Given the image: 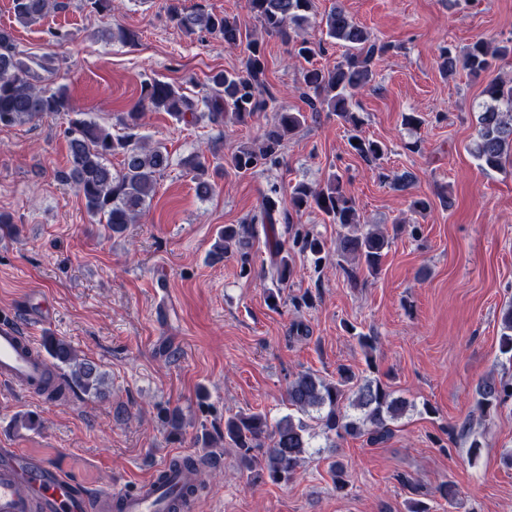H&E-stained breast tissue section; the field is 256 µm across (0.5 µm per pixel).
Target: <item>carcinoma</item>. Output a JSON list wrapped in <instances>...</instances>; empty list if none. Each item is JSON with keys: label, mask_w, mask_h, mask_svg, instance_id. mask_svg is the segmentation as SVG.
Segmentation results:
<instances>
[{"label": "carcinoma", "mask_w": 512, "mask_h": 512, "mask_svg": "<svg viewBox=\"0 0 512 512\" xmlns=\"http://www.w3.org/2000/svg\"><path fill=\"white\" fill-rule=\"evenodd\" d=\"M314 0H247V8L263 32L292 46L294 53L310 60L325 53L326 45L345 48L342 60L331 68L315 65L303 74L302 96L315 112H331L344 123L356 128L361 118L353 110V98L373 80L375 60L388 54L393 45L378 42L341 8H334L321 19V38L316 41L297 39L298 31L309 24ZM66 0H13L18 22L31 25L52 11H64ZM169 14L187 34L207 31L218 36L229 48H244V67L237 72L220 71L211 77L210 92L192 98L172 83L152 79L141 85L137 101L121 120L126 132L114 135L106 126L85 112L69 120L65 130L71 167L66 179L72 181L84 199L91 218L105 221V229L123 233L127 225L150 205L154 196L156 175L169 166L170 156L162 144L151 146L136 133L145 112L163 111L178 121L208 120L210 123L229 118L246 125L263 112H272L258 144L242 147L230 157V166L239 174L278 161L288 136L304 124L301 112H290L278 103L269 90L267 58L262 41L252 36L236 15L215 14L199 5L187 11L177 3L169 6ZM512 52V47L493 46L478 39L466 50L448 48L442 55L441 67L452 73L459 68L475 77L487 72L495 59ZM51 73L54 59L44 55L24 60L19 57L10 34L0 31V127L24 124L36 118L73 111L65 89H50L36 83L34 67ZM485 101L476 115L477 140L473 150L479 166L485 171H501L512 165V81L489 82L483 89ZM351 145L365 161L380 159L387 146L377 140L353 136ZM122 157L120 169L112 170L109 158ZM186 165L193 172L196 194L207 197L213 191L205 164L192 157ZM316 209L330 223L339 226L336 255L354 267L346 269L348 281L358 283V270L364 268L376 275L385 249L389 247L388 232L376 225L361 224L357 219L354 197L343 188L334 175L323 187L299 182L288 198L279 189L270 187L264 195L259 212L248 224H226L214 243L211 256L221 258L231 249L240 254L241 271L250 272L249 249L256 239V226L263 227L270 251L269 266L264 277L272 288L268 298L277 303L280 290L293 278L294 268L288 249L279 239L277 221L290 223L291 214ZM292 245L311 257L320 267L326 252L323 239L295 233ZM47 354L58 368L68 369L69 385L99 397L104 393L105 374L100 367L78 357L72 346L54 336L43 340ZM499 351L512 360V303L504 305L500 315ZM293 412L272 423L263 412L238 413L224 419V430L203 431L198 441L212 448L222 442L236 450L240 471L253 484L286 483L310 455L313 428H318L330 442L348 437H365L374 445L393 434L392 424L401 419L415 404L379 378L358 377L348 367L338 370L336 380H328L314 372L295 375L286 390ZM477 405L481 410L495 408L512 401V384H505L489 375L476 387ZM329 473L338 490L347 486L346 467L340 460L329 464Z\"/></svg>", "instance_id": "1"}]
</instances>
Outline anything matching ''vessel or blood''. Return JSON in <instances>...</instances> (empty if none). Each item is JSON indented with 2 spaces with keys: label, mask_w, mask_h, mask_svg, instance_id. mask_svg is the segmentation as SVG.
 Here are the masks:
<instances>
[{
  "label": "vessel or blood",
  "mask_w": 512,
  "mask_h": 512,
  "mask_svg": "<svg viewBox=\"0 0 512 512\" xmlns=\"http://www.w3.org/2000/svg\"><path fill=\"white\" fill-rule=\"evenodd\" d=\"M34 337L12 319L0 320V385L36 395L46 370ZM192 478L156 466L152 477L131 492H75L47 462L0 450V512H168Z\"/></svg>",
  "instance_id": "b4317fda"
}]
</instances>
